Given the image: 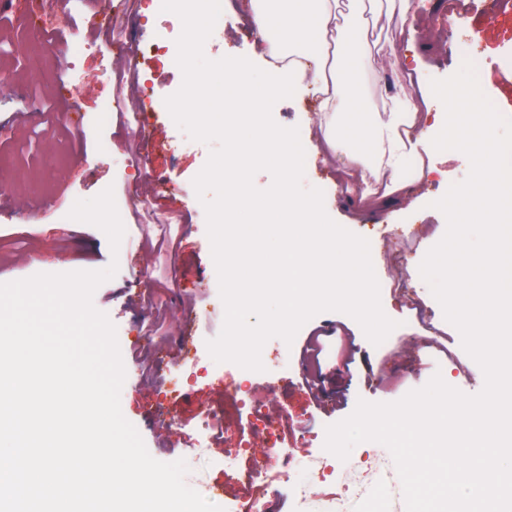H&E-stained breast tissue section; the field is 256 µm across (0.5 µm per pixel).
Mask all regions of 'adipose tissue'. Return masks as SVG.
<instances>
[{
  "instance_id": "obj_1",
  "label": "adipose tissue",
  "mask_w": 512,
  "mask_h": 512,
  "mask_svg": "<svg viewBox=\"0 0 512 512\" xmlns=\"http://www.w3.org/2000/svg\"><path fill=\"white\" fill-rule=\"evenodd\" d=\"M191 24L195 33L220 25L228 0H155ZM372 0H243L266 61L257 70L224 58L215 70L195 66L197 45L184 51L194 111L208 112L221 97L224 114L223 218L212 251L224 271V311L237 357H254L256 339L276 330L290 335L315 308L347 307L381 334L372 307L380 265L360 244L339 237L319 194L299 192L297 169L312 158L333 164L337 182L358 205L395 216L418 199L433 156H471L473 176L449 190L439 206L448 214L451 243L439 246L418 270L441 284L445 311L466 336L482 371L497 388L479 403L458 402L447 382L406 405L354 423L364 439L409 449L427 472H450V484L421 488L434 505L453 512H502L512 500V415L502 413L512 377L504 375L502 339L512 335V113L494 112L474 73L440 89L418 70L405 73L388 111H372L357 87L361 68L397 65L393 47L368 46ZM322 95L314 127L296 130L267 118L270 98L303 82ZM275 174L260 203L247 199L253 163ZM479 448L478 464L459 465L463 449Z\"/></svg>"
}]
</instances>
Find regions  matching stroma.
Wrapping results in <instances>:
<instances>
[{
    "mask_svg": "<svg viewBox=\"0 0 512 512\" xmlns=\"http://www.w3.org/2000/svg\"><path fill=\"white\" fill-rule=\"evenodd\" d=\"M44 2L75 16V30L26 27L35 0L0 10V36L12 43L11 56L0 60L10 74L0 82V283L81 270L88 248L95 269L117 263L93 304L116 327L126 370L122 412L155 459L185 460L186 484L223 512L250 493L253 459L238 447L252 437L255 416L243 409L231 429L222 419L225 394L241 382L263 396L264 412L284 417L281 445L299 479H306L312 456L337 471L379 456L405 473L413 460L407 449L371 447L343 429L443 380L457 400L477 403L487 395L457 325L427 320L441 309L436 281L414 275L415 263L434 247L428 232L448 233V216L435 203L470 181L471 159L453 152L437 158L410 230L405 216L389 222L380 212L354 211L344 185L325 184L324 166L303 167L299 186L317 190L338 230L380 258L374 302L389 329L372 336L346 309L315 311L291 336L262 337L251 368L243 369L224 354V277L211 253L216 205L224 197V180L212 170L224 158V133L218 120L186 111L176 63L184 26L168 12L150 10L151 0ZM230 2L223 24L203 40L199 64L227 55L253 61L259 36L239 0ZM426 7L414 34L399 33L396 18L384 16L370 28L369 41L393 44L403 64L420 61L433 85L477 60L484 96L512 113V13L492 19L480 10L462 28L450 23L448 0H427ZM132 16L140 19L141 46L158 45L156 56L130 60L117 50ZM81 42L90 51L78 53ZM70 64L99 75L100 91H75ZM148 95L160 108L146 113V134L137 141L104 101L115 96L133 109ZM318 104L315 87L306 83L272 98L271 111L279 124L301 129L316 118ZM108 187L116 204L132 212L116 252L100 229L68 217L76 200ZM424 337L432 346L421 345ZM335 490L350 500L351 512H404L408 493L404 483L375 479L360 488L340 482Z\"/></svg>",
    "mask_w": 512,
    "mask_h": 512,
    "instance_id": "obj_1",
    "label": "stroma"
}]
</instances>
